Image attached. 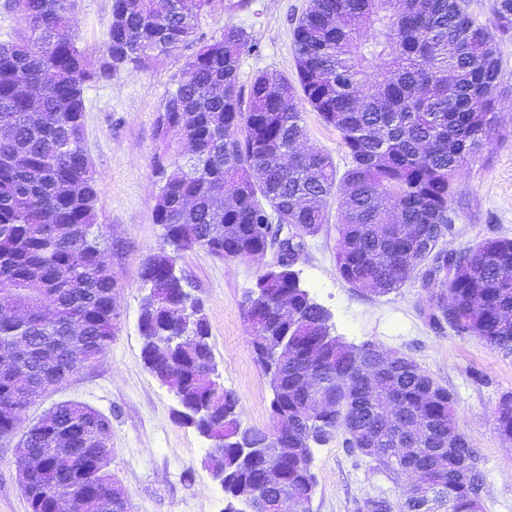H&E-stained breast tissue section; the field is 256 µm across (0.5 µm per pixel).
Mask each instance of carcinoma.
<instances>
[{
    "mask_svg": "<svg viewBox=\"0 0 512 512\" xmlns=\"http://www.w3.org/2000/svg\"><path fill=\"white\" fill-rule=\"evenodd\" d=\"M7 6L22 28L0 44V440L16 433L29 396L103 355L115 332L116 284L99 255L98 180L83 147L84 87L191 46L157 120L163 154L180 142L190 153L157 197L153 222L167 234L142 272L158 291L142 299L139 330L145 357L171 336L196 337L168 345L156 367L180 373L187 424L202 423L200 405L223 424L224 454L207 465L224 471L225 512L311 501L312 444L338 430L382 468H441L419 494L370 498L362 512H482L481 472L461 466L477 457L458 429L453 395L404 355L372 392L360 363L375 361L379 346L333 335L292 264L265 270L245 300L248 321L260 325L251 329L254 351L276 425L270 433L243 425L235 394L207 378L215 362L208 320L185 310L177 260L195 248L226 259L262 252L256 225L272 222L296 226L288 241L298 250L320 232L336 196V271L346 283L385 295L418 275L436 289V323L511 357L512 239L455 252L446 236L454 180L496 130L497 35L512 32V0H497L486 25L464 0H310L293 33L297 79L262 72L247 90L239 80L252 47L246 31L200 32L216 0H112L97 67L70 32L76 0ZM305 103L342 135L351 166L340 176L329 155L299 149ZM439 268L448 280L436 284ZM310 376L323 383L329 409L315 407ZM107 429L104 415L70 401L23 434L17 463L35 457L40 465L24 490L30 512H60L78 496L89 499L88 512H120L124 492L97 458L96 435ZM497 429L512 439L511 395ZM404 443L416 451L398 454ZM72 446L83 452L62 473L57 448ZM268 467L282 473L276 491L263 482Z\"/></svg>",
    "mask_w": 512,
    "mask_h": 512,
    "instance_id": "carcinoma-1",
    "label": "carcinoma"
}]
</instances>
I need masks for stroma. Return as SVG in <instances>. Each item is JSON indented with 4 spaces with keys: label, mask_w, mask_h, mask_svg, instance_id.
I'll list each match as a JSON object with an SVG mask.
<instances>
[{
    "label": "stroma",
    "mask_w": 512,
    "mask_h": 512,
    "mask_svg": "<svg viewBox=\"0 0 512 512\" xmlns=\"http://www.w3.org/2000/svg\"><path fill=\"white\" fill-rule=\"evenodd\" d=\"M309 0H222L204 17L212 34L232 24L253 46L241 57L240 83L261 72L295 77L293 32ZM112 0H78L70 30L77 46L98 59L108 40ZM500 94L492 143L469 159L455 181L447 246L463 251L488 238H512V35L497 42ZM190 55L183 48L159 57L146 70L120 72L90 83L84 91V149L98 180L97 232L105 266L115 281L117 330L106 352L59 389L30 405L23 426L54 403H86L110 423L108 469L124 489L132 512H224V494L204 465L208 443L180 424L174 388L145 367L139 331L141 272L162 245L153 222L161 176L152 166L160 141L155 124L167 95L180 80ZM302 117L307 147L328 154L337 170L350 158L341 134L326 126L310 106ZM337 204L307 248L297 269L301 285L329 310L334 333L348 343H373L413 359L455 399L457 425L477 455L483 512H512V440L500 436L497 409L512 394V357L477 337L456 333L429 319L428 289L414 278L378 296L347 284L336 271ZM180 266L205 303L210 344L226 390L238 399L244 425H273L269 382L254 353L245 295L265 260L224 259L204 249L182 253ZM15 440L0 442V512H29L19 481ZM311 470L316 492L311 512H360L370 497L397 500L407 479L379 467L348 447L343 432L317 445Z\"/></svg>",
    "instance_id": "stroma-1"
}]
</instances>
